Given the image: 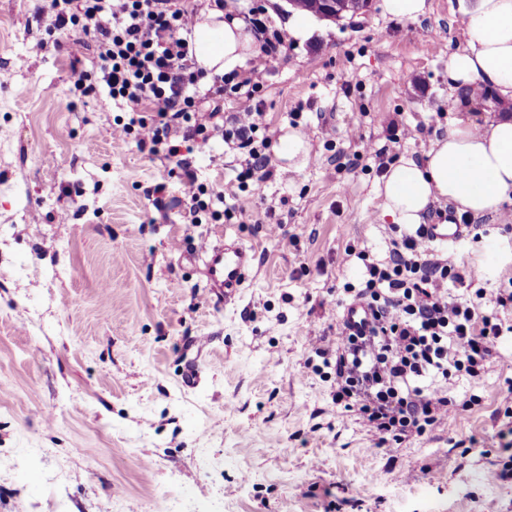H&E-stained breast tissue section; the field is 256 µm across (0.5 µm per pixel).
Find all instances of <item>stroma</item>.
<instances>
[{
    "mask_svg": "<svg viewBox=\"0 0 512 512\" xmlns=\"http://www.w3.org/2000/svg\"><path fill=\"white\" fill-rule=\"evenodd\" d=\"M382 3L269 62L266 121L304 132L308 161L272 159L262 193L235 200L251 223L227 229L191 223L168 163L115 147L122 110L103 88L71 93L44 0H0V512H325L333 495L353 512H512V486L487 479L512 341L482 379L452 382L480 405L389 456L305 366L311 330L334 333L360 282L348 248L387 254L382 165L422 158L461 116L448 105V58L466 46L457 0H427L416 20ZM482 225L447 254L490 275L449 295L512 279V205ZM224 233L259 257L228 303L191 259ZM471 435L480 447L457 448Z\"/></svg>",
    "mask_w": 512,
    "mask_h": 512,
    "instance_id": "1",
    "label": "stroma"
}]
</instances>
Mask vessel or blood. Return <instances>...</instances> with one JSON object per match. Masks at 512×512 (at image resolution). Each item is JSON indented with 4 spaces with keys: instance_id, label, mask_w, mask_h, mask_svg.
I'll return each mask as SVG.
<instances>
[{
    "instance_id": "b4317fda",
    "label": "vessel or blood",
    "mask_w": 512,
    "mask_h": 512,
    "mask_svg": "<svg viewBox=\"0 0 512 512\" xmlns=\"http://www.w3.org/2000/svg\"><path fill=\"white\" fill-rule=\"evenodd\" d=\"M466 232L461 224H430L426 227L429 242L447 246L462 239ZM202 263L206 286L224 300L233 299L253 272L257 252L241 241L218 240L204 246Z\"/></svg>"
}]
</instances>
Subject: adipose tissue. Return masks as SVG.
<instances>
[{"label":"adipose tissue","instance_id":"ef3b65f1","mask_svg":"<svg viewBox=\"0 0 512 512\" xmlns=\"http://www.w3.org/2000/svg\"><path fill=\"white\" fill-rule=\"evenodd\" d=\"M463 51L448 59L453 107L477 102V90L494 89L512 103V0H459ZM195 60L209 73L240 70L259 52L258 41L240 5L200 12L192 29ZM374 192L382 213L409 228L423 223L435 203L480 218L512 204V114L488 113L483 121L459 120L435 139L421 160L403 157L391 164Z\"/></svg>","mask_w":512,"mask_h":512}]
</instances>
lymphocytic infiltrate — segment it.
<instances>
[{
    "instance_id": "f902f5d3",
    "label": "lymphocytic infiltrate",
    "mask_w": 512,
    "mask_h": 512,
    "mask_svg": "<svg viewBox=\"0 0 512 512\" xmlns=\"http://www.w3.org/2000/svg\"><path fill=\"white\" fill-rule=\"evenodd\" d=\"M250 13L260 48L244 78L237 72L210 76L197 67L185 36L196 11L185 0H47L41 11L47 30L66 41L72 93L100 83L128 114L113 123V140L173 162L192 215L207 214L215 224L248 223L244 209L216 210L213 200L236 198L247 188L261 193L273 175L269 149L277 132L265 119L256 77L282 53L286 39L263 6ZM88 56L96 72L84 66ZM208 95H243L252 105L227 117L202 108ZM218 141L239 154L234 180L219 189L201 180L192 158L195 149ZM357 257L363 283L345 292L369 307V328L333 336L316 330L309 344L327 369L337 409L353 414L376 447L389 452L456 415L446 383L459 374L482 378L492 367L500 344L512 335V323L497 314L512 306V289L480 290L472 301L449 297V283L476 273L432 253L421 225L392 237L384 259L372 258L366 247ZM484 299L493 311H482Z\"/></svg>"
}]
</instances>
